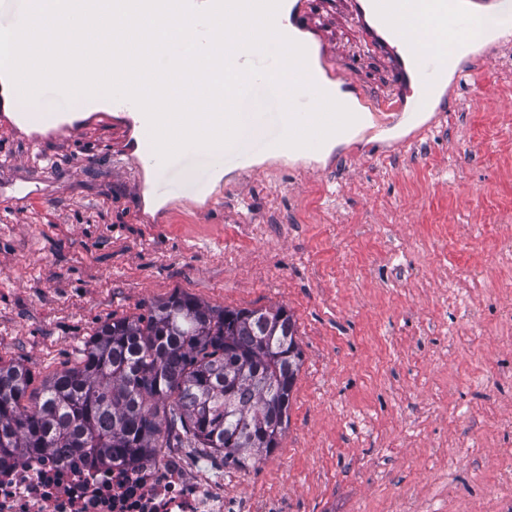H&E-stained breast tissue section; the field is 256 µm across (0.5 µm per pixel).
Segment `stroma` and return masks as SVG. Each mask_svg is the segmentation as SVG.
Segmentation results:
<instances>
[{
  "instance_id": "1",
  "label": "stroma",
  "mask_w": 512,
  "mask_h": 512,
  "mask_svg": "<svg viewBox=\"0 0 512 512\" xmlns=\"http://www.w3.org/2000/svg\"><path fill=\"white\" fill-rule=\"evenodd\" d=\"M350 10L306 0L300 29L369 112L400 77ZM431 121L380 158L363 134L323 166L239 171L204 203L184 175L157 178L168 204L152 215L129 120L93 112L75 142L0 112V361L37 390L100 326L173 293L282 307L302 351L289 425L256 465L204 457L225 494L278 512H497L512 496V42L454 77Z\"/></svg>"
}]
</instances>
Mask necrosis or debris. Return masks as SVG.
<instances>
[{
  "mask_svg": "<svg viewBox=\"0 0 512 512\" xmlns=\"http://www.w3.org/2000/svg\"><path fill=\"white\" fill-rule=\"evenodd\" d=\"M0 512H239L224 485L181 449L136 464L77 454L29 456L0 470Z\"/></svg>",
  "mask_w": 512,
  "mask_h": 512,
  "instance_id": "1",
  "label": "necrosis or debris"
}]
</instances>
